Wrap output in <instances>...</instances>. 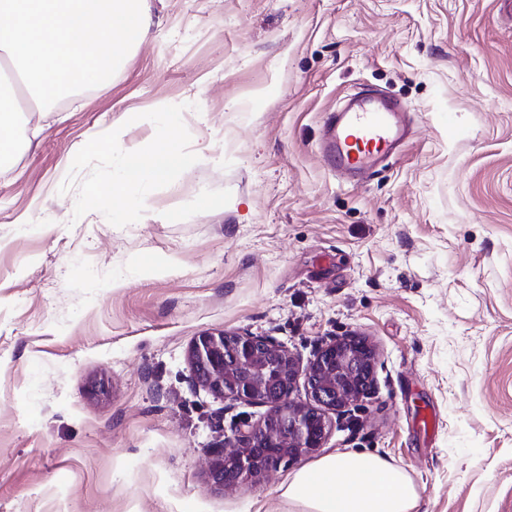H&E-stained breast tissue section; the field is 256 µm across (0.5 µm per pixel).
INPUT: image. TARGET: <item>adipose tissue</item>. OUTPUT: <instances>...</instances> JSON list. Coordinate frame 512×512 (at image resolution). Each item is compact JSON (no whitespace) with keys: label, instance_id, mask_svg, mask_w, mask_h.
Wrapping results in <instances>:
<instances>
[{"label":"adipose tissue","instance_id":"adipose-tissue-1","mask_svg":"<svg viewBox=\"0 0 512 512\" xmlns=\"http://www.w3.org/2000/svg\"><path fill=\"white\" fill-rule=\"evenodd\" d=\"M186 161L174 135L161 136L148 152L130 156L112 179V196L145 180L162 181ZM288 512H417L419 494L408 473L387 459L347 451L322 456L279 485Z\"/></svg>","mask_w":512,"mask_h":512}]
</instances>
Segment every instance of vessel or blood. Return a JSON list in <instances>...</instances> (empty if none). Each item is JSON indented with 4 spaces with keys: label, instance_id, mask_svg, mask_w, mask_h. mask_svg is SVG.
Listing matches in <instances>:
<instances>
[{
    "label": "vessel or blood",
    "instance_id": "1",
    "mask_svg": "<svg viewBox=\"0 0 512 512\" xmlns=\"http://www.w3.org/2000/svg\"><path fill=\"white\" fill-rule=\"evenodd\" d=\"M322 153L327 164L350 183L367 180L379 163L410 136L398 104L391 98L359 92L328 115Z\"/></svg>",
    "mask_w": 512,
    "mask_h": 512
}]
</instances>
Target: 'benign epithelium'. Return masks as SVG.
<instances>
[{
    "label": "benign epithelium",
    "mask_w": 512,
    "mask_h": 512,
    "mask_svg": "<svg viewBox=\"0 0 512 512\" xmlns=\"http://www.w3.org/2000/svg\"><path fill=\"white\" fill-rule=\"evenodd\" d=\"M189 359L196 385L224 400L265 408L258 420L235 427L211 465L213 483L232 491L260 483L283 463L320 453L331 434L330 414L371 395L377 354L361 336L334 337L303 366L272 336L220 330L197 336ZM300 382L304 401L293 397Z\"/></svg>",
    "instance_id": "7a95c632"
}]
</instances>
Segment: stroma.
I'll return each mask as SVG.
<instances>
[{
    "mask_svg": "<svg viewBox=\"0 0 512 512\" xmlns=\"http://www.w3.org/2000/svg\"><path fill=\"white\" fill-rule=\"evenodd\" d=\"M143 6L111 86L24 113L0 177V512H287L300 462L209 476L260 410L196 387L188 351L239 329L305 359L366 337L374 394L327 451L403 467L419 512H512V0ZM363 86L413 135L354 185L319 138ZM167 128L187 165L86 206Z\"/></svg>",
    "mask_w": 512,
    "mask_h": 512,
    "instance_id": "35a3bbf8",
    "label": "stroma"
}]
</instances>
